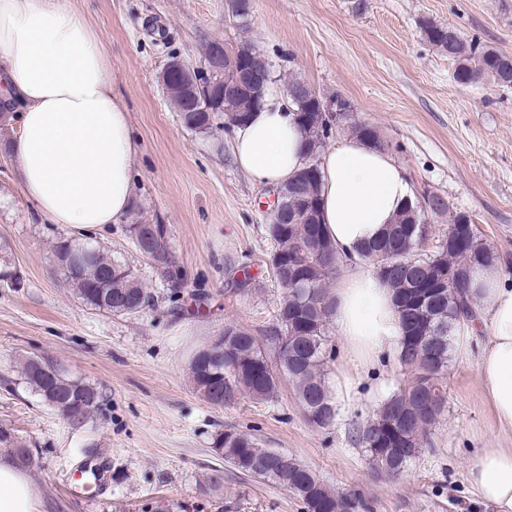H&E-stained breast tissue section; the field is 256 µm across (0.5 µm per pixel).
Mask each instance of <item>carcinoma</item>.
Listing matches in <instances>:
<instances>
[{
    "instance_id": "carcinoma-1",
    "label": "carcinoma",
    "mask_w": 512,
    "mask_h": 512,
    "mask_svg": "<svg viewBox=\"0 0 512 512\" xmlns=\"http://www.w3.org/2000/svg\"><path fill=\"white\" fill-rule=\"evenodd\" d=\"M421 30L426 40L457 62L456 80H481L512 87V57L462 38L448 26L427 19ZM185 126L206 132L224 120L231 128L245 123L260 104L245 92L224 104L220 88L205 89L194 98L179 88L170 89ZM341 129L349 130L374 146L381 145L376 130L344 111ZM306 154L303 166L288 181V223L265 225L277 243L270 259L278 264L282 295L276 322L255 335L238 325L224 326V342L200 350L190 367L194 388L210 404L222 407L240 396L267 402L288 384L306 422L318 428L336 423L339 408L330 385L327 364L334 357L333 308L330 291L341 269L338 255L318 223L321 184L309 187V166L325 147L328 128L302 124ZM129 233L136 248L147 253L151 268L171 296L180 295L187 282L184 268L172 255L168 236L152 238L148 224H132ZM430 235L423 206L410 203L385 225L376 239L359 252V260L393 291L402 330L397 361L406 380L393 390L365 423L355 428V442L363 449L369 468L377 473L406 472L410 463L434 448V431L448 413V366L456 329L466 321L473 302L474 274L509 262L482 238L464 213L455 215L436 250L423 256L421 244ZM0 243V280L19 283L9 256ZM62 282L87 305L116 316L137 313L152 299L151 292L129 264L98 247L60 238L53 244ZM25 383L62 417L70 409L88 421L99 402L92 386L69 378L60 367L51 373L38 369L36 359L19 363ZM216 448L239 473L259 478L295 494L305 512H372L365 498L332 491L315 471L281 451L265 448L250 434L229 428L217 436ZM0 445L13 449L25 463L32 453L22 450L11 434L0 431Z\"/></svg>"
}]
</instances>
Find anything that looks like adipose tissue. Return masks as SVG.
<instances>
[{"label":"adipose tissue","mask_w":512,"mask_h":512,"mask_svg":"<svg viewBox=\"0 0 512 512\" xmlns=\"http://www.w3.org/2000/svg\"><path fill=\"white\" fill-rule=\"evenodd\" d=\"M0 101L20 109L8 151L23 194L46 222L84 231L126 220L136 203L139 143L112 93L100 35L65 0H0ZM234 159L269 188L302 167L305 135L283 91L268 87L260 109L236 127ZM318 165L320 220L342 256H356L412 199L394 158L361 138L323 150ZM474 283L479 323L465 327L458 347L476 359L496 437L471 461L467 478L491 512H512V286L498 267L479 270ZM332 298L346 359L369 365L397 355L399 316L381 279L350 273ZM0 512H46L40 488L11 454L0 455Z\"/></svg>","instance_id":"obj_1"}]
</instances>
